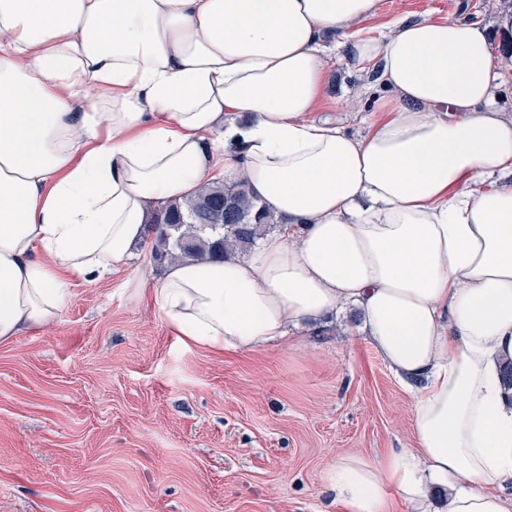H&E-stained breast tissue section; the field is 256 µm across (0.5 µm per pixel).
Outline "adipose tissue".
<instances>
[{"mask_svg":"<svg viewBox=\"0 0 512 512\" xmlns=\"http://www.w3.org/2000/svg\"><path fill=\"white\" fill-rule=\"evenodd\" d=\"M378 0H0V343L52 321L69 277L130 256L152 211L246 181L281 218L245 257L171 263L181 341L253 351L356 308L414 394L415 447L326 476L347 512H512V120L487 28L347 33ZM377 65L385 118L310 119L324 34ZM471 186H453L462 176Z\"/></svg>","mask_w":512,"mask_h":512,"instance_id":"obj_1","label":"adipose tissue"}]
</instances>
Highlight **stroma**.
Masks as SVG:
<instances>
[{
  "instance_id": "35a3bbf8",
  "label": "stroma",
  "mask_w": 512,
  "mask_h": 512,
  "mask_svg": "<svg viewBox=\"0 0 512 512\" xmlns=\"http://www.w3.org/2000/svg\"><path fill=\"white\" fill-rule=\"evenodd\" d=\"M512 0H379L352 30L467 17L495 30ZM324 35L313 117L364 135L385 92ZM157 283L144 235L103 280L70 278L58 318L0 344V512H343L326 474L343 456L412 447L415 397L348 309L255 352L184 345L116 289Z\"/></svg>"
}]
</instances>
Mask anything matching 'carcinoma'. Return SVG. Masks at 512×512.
<instances>
[{
    "label": "carcinoma",
    "instance_id": "carcinoma-1",
    "mask_svg": "<svg viewBox=\"0 0 512 512\" xmlns=\"http://www.w3.org/2000/svg\"><path fill=\"white\" fill-rule=\"evenodd\" d=\"M277 223L259 207L245 182L204 184L185 203H173L152 220L159 261L243 257Z\"/></svg>",
    "mask_w": 512,
    "mask_h": 512
}]
</instances>
